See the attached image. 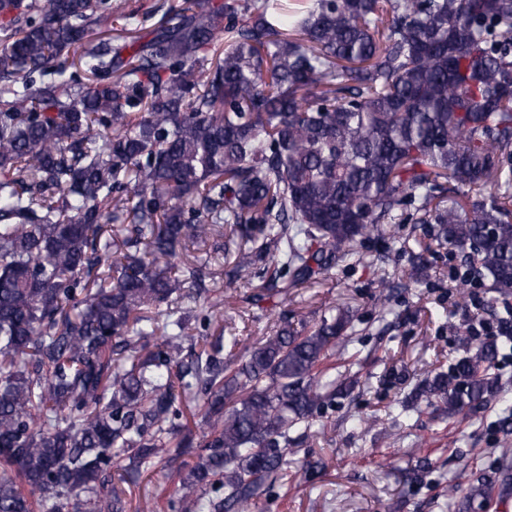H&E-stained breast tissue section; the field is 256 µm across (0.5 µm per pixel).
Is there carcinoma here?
<instances>
[{
  "label": "carcinoma",
  "mask_w": 512,
  "mask_h": 512,
  "mask_svg": "<svg viewBox=\"0 0 512 512\" xmlns=\"http://www.w3.org/2000/svg\"><path fill=\"white\" fill-rule=\"evenodd\" d=\"M110 13L0 0V512H125L117 459L181 456L169 512H249L353 387L327 361L355 315L188 361L218 302L181 315L202 267L160 263L239 238L226 285L272 270L286 300L412 221L512 291V0H183L146 41L96 38ZM496 356L481 342L422 393L457 419L497 391Z\"/></svg>",
  "instance_id": "carcinoma-1"
}]
</instances>
